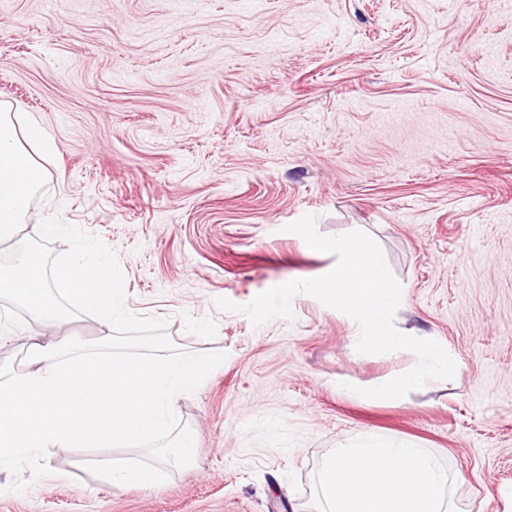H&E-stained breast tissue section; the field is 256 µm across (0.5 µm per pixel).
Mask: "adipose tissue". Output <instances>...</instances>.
<instances>
[{"label":"adipose tissue","mask_w":512,"mask_h":512,"mask_svg":"<svg viewBox=\"0 0 512 512\" xmlns=\"http://www.w3.org/2000/svg\"><path fill=\"white\" fill-rule=\"evenodd\" d=\"M33 117L0 115V243L10 240L44 170L21 147L20 134L49 150ZM456 477L410 440L371 432L339 449L317 479L315 512H448Z\"/></svg>","instance_id":"1"}]
</instances>
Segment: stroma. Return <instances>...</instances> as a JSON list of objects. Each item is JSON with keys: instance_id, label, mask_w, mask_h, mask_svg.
I'll list each match as a JSON object with an SVG mask.
<instances>
[{"instance_id": "35a3bbf8", "label": "stroma", "mask_w": 512, "mask_h": 512, "mask_svg": "<svg viewBox=\"0 0 512 512\" xmlns=\"http://www.w3.org/2000/svg\"><path fill=\"white\" fill-rule=\"evenodd\" d=\"M0 105L52 142L0 254L43 218L79 226L117 254L131 313L226 355L178 403L192 464L116 491L88 464L147 450L53 448L0 512H313L323 462L368 432L464 472L455 512H512V0H0ZM305 215L379 245L395 327L447 348L452 379L346 396L337 380L415 353H358L307 294L260 326L215 306L335 266L280 235Z\"/></svg>"}]
</instances>
